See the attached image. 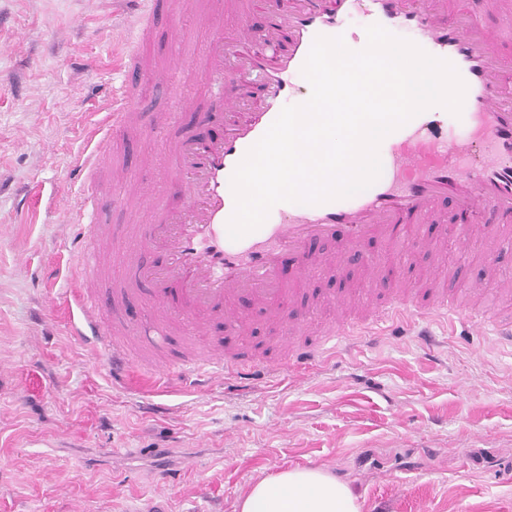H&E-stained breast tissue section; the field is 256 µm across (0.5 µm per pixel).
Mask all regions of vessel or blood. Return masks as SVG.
<instances>
[{"label": "vessel or blood", "mask_w": 512, "mask_h": 512, "mask_svg": "<svg viewBox=\"0 0 512 512\" xmlns=\"http://www.w3.org/2000/svg\"><path fill=\"white\" fill-rule=\"evenodd\" d=\"M228 12L239 24L212 40L203 53L186 63L201 80L224 82L227 73L257 74L254 83H242L231 96L216 92L215 106L180 96L179 109L192 112L193 132L182 135L161 154L165 177L178 178L183 198L176 203L154 204L152 221L126 226V246L120 247L121 264L133 270L117 297L137 301V280L151 284L153 317L150 323L128 325L118 331V320L106 307L94 284L107 256L97 240L102 230L92 217L111 202L93 179L103 161L111 136L125 131L136 107L138 92L128 78L129 66L119 70L104 106L102 121L88 132L92 149L80 156L78 168L86 177L81 204L74 219L78 227L79 262L73 299L68 304L75 336L105 356L113 374L135 369L137 358L129 352L126 337L139 348L151 350L168 344L174 336H195L200 349H186L159 361L162 370L190 371L198 381L212 380L224 369L229 356L213 327L218 323L242 327V299L261 305L268 319L284 335L295 336L311 327L308 316H290L284 300L288 288L281 276L285 258L295 260L299 278H307L328 263L316 253V241H333L341 252L359 250L364 239L393 241L404 224H454L459 241H466L468 223L481 215L489 245H496L500 225L512 224V85L501 78L505 56L504 31L482 25L457 11L452 0H227ZM271 14L272 23L252 28L253 13ZM378 24L391 33L408 31L412 41L429 55L450 62L466 85L460 116H449V125L462 123L463 138L449 136L446 127L420 113L388 134L379 146L385 169L363 192L317 205L281 203L271 209L263 225L239 240H231L228 222L235 210L231 177L248 150L257 143L288 105L307 97L296 80L316 37H342L366 46L365 30L348 27L354 15ZM226 112L230 123L220 138L204 136L213 112ZM482 149L480 164L469 161L472 145ZM452 201L453 212L440 205ZM163 253L164 260L147 266L143 250ZM341 267V260H333ZM393 302L364 308L367 326L392 318L398 306L415 303L422 313L461 315L444 290H435L420 301L412 282L396 281ZM347 297L336 299L335 321L323 336L331 343L352 334L346 324Z\"/></svg>", "instance_id": "1"}]
</instances>
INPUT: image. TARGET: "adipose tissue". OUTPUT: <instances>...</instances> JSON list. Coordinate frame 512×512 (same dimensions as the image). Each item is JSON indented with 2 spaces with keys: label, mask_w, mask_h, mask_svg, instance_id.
<instances>
[{
  "label": "adipose tissue",
  "mask_w": 512,
  "mask_h": 512,
  "mask_svg": "<svg viewBox=\"0 0 512 512\" xmlns=\"http://www.w3.org/2000/svg\"><path fill=\"white\" fill-rule=\"evenodd\" d=\"M239 512H361L352 487L321 467H292L253 483Z\"/></svg>",
  "instance_id": "ef3b65f1"
}]
</instances>
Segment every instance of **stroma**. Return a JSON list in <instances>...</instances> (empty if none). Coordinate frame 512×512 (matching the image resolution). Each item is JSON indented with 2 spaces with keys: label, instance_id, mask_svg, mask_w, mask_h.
<instances>
[{
  "label": "stroma",
  "instance_id": "obj_1",
  "mask_svg": "<svg viewBox=\"0 0 512 512\" xmlns=\"http://www.w3.org/2000/svg\"><path fill=\"white\" fill-rule=\"evenodd\" d=\"M225 0H154L140 70L166 73L151 88L146 122L112 139L110 166L131 170L157 197L181 187L158 175L168 139L194 115L165 121L190 73L182 51H202L211 29L192 19ZM118 0H0V512H237L249 486L281 469L322 467L349 483L362 512H512V345L493 327L440 314L396 316L336 343L311 365L272 369L281 332L251 306L247 328H224L243 376L199 385L190 376L111 371L59 313L68 296L82 173L74 161L109 94L131 37ZM431 236L439 257L416 247ZM470 226L410 225L401 245L371 243L382 259L414 251L415 271L438 285L452 271L455 302L512 315V224L499 245ZM289 298L317 321L341 293L335 270L305 279L284 267ZM175 481L160 474L174 463Z\"/></svg>",
  "mask_w": 512,
  "mask_h": 512
}]
</instances>
